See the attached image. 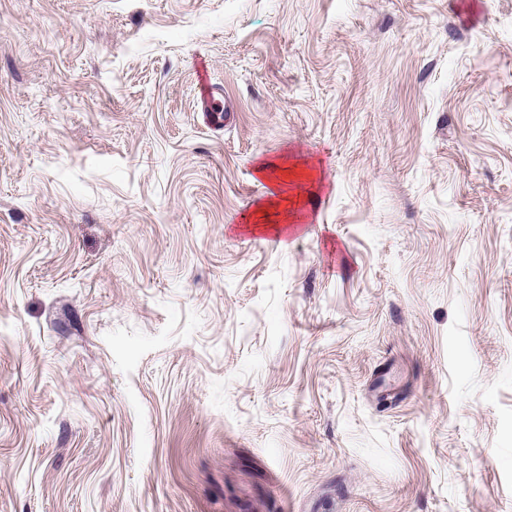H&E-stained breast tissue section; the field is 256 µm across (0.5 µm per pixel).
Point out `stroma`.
I'll use <instances>...</instances> for the list:
<instances>
[{
    "label": "stroma",
    "mask_w": 512,
    "mask_h": 512,
    "mask_svg": "<svg viewBox=\"0 0 512 512\" xmlns=\"http://www.w3.org/2000/svg\"><path fill=\"white\" fill-rule=\"evenodd\" d=\"M0 512H512V0H0Z\"/></svg>",
    "instance_id": "obj_1"
}]
</instances>
